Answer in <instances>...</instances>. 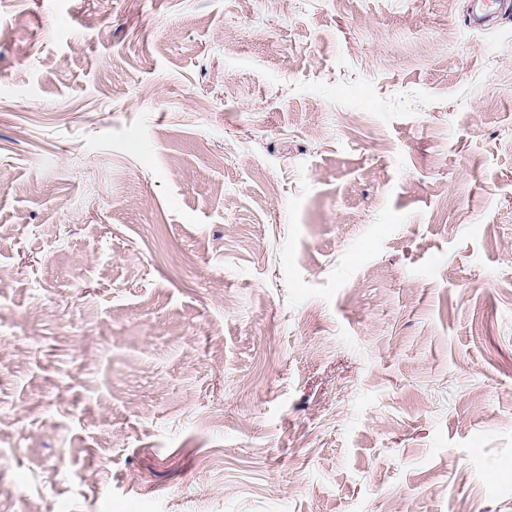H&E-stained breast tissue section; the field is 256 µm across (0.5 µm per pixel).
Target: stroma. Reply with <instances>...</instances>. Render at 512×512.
<instances>
[{"instance_id": "obj_1", "label": "stroma", "mask_w": 512, "mask_h": 512, "mask_svg": "<svg viewBox=\"0 0 512 512\" xmlns=\"http://www.w3.org/2000/svg\"><path fill=\"white\" fill-rule=\"evenodd\" d=\"M0 0V512H512V16Z\"/></svg>"}]
</instances>
